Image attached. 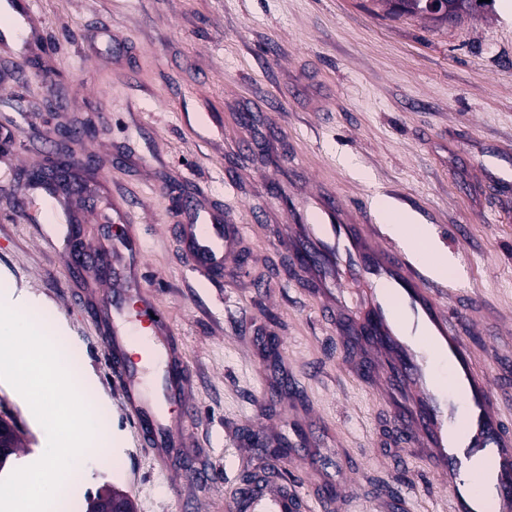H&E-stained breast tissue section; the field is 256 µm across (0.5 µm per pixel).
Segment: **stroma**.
Segmentation results:
<instances>
[{"label": "stroma", "instance_id": "stroma-1", "mask_svg": "<svg viewBox=\"0 0 512 512\" xmlns=\"http://www.w3.org/2000/svg\"><path fill=\"white\" fill-rule=\"evenodd\" d=\"M501 2L437 26L390 17L382 0H36L50 51L24 63L0 52V132L11 135L0 283L45 300L44 319L79 359L75 389L108 425L57 495L67 512L105 488L135 512H181L198 493L182 477L196 468L213 478L204 512H233L243 476L264 474L277 443L302 512L344 497L347 512H449L447 487L396 444L395 409L355 372L319 285L287 273L276 239L313 193L337 195L360 224L380 223L381 196L451 259L441 284L486 320L512 315V15ZM54 154L69 158L81 202L25 218L19 191ZM112 194L144 202V279L189 360L193 445L166 474L136 446L94 311L67 307L88 285L60 252L67 218L87 208L85 241L118 237ZM203 200L243 227L234 287L191 270L170 229ZM0 418L25 443L9 475L44 453L45 430L5 382ZM401 455L410 471L396 468Z\"/></svg>", "mask_w": 512, "mask_h": 512}]
</instances>
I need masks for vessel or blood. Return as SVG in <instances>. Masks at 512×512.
<instances>
[{
  "mask_svg": "<svg viewBox=\"0 0 512 512\" xmlns=\"http://www.w3.org/2000/svg\"><path fill=\"white\" fill-rule=\"evenodd\" d=\"M133 206L131 200L113 197L112 214L128 232L89 247L86 263L108 288L96 316L112 385L135 425L139 448L164 472L174 451L191 445L194 407L177 336L143 282L144 256L130 233ZM314 213L306 223L291 225L282 247L301 263L305 276L334 274L336 288L324 292V305L340 307L339 334L355 328L371 350L361 371L398 405L397 441L421 449L431 471L448 487L451 512H477L470 468L490 459L493 471L485 494L493 512H512V423L502 412L499 375L480 360L468 336L472 313L444 286L431 282L380 225L354 223L337 197L328 196ZM179 234L190 266L220 278L231 267L242 228L183 224ZM353 282L361 283L368 297V311L360 320L347 305ZM135 329L150 339L146 354L130 351ZM438 357L448 364L443 384L436 376ZM301 501L299 489L272 471L238 489L236 509L299 512Z\"/></svg>",
  "mask_w": 512,
  "mask_h": 512,
  "instance_id": "b4317fda",
  "label": "vessel or blood"
}]
</instances>
